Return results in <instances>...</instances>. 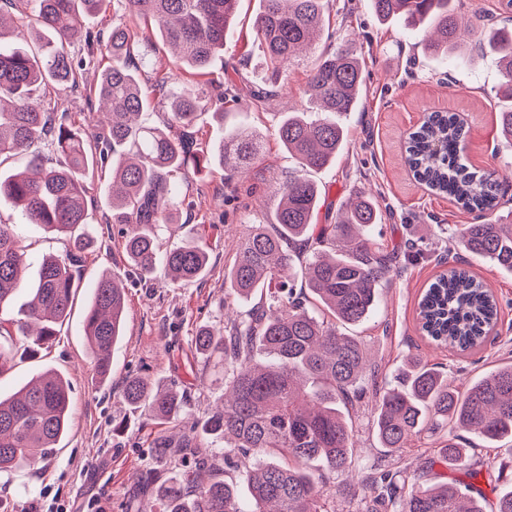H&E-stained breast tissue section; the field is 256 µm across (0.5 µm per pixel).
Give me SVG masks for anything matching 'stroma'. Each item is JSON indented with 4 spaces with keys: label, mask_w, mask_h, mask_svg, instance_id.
I'll return each mask as SVG.
<instances>
[{
    "label": "stroma",
    "mask_w": 512,
    "mask_h": 512,
    "mask_svg": "<svg viewBox=\"0 0 512 512\" xmlns=\"http://www.w3.org/2000/svg\"><path fill=\"white\" fill-rule=\"evenodd\" d=\"M503 0H455L465 20H484L475 28L470 56L443 60L424 49L426 30L409 29L403 22H378L371 0H330V22L311 49L295 57L281 73L275 97L259 102L243 96L235 109L241 121L261 132L264 142L258 160L245 175L229 176L222 167L186 170L176 181L180 195L192 204V215L180 224L153 228L160 249L186 239L206 245L210 266L204 277L182 283L144 280L135 273L122 249L118 227L106 223L110 209V167L95 168L86 182L89 222L83 231L92 245L82 255L81 277L72 311L50 351L16 360L0 374V395L10 396L46 369L62 374L71 385V423L53 454L28 470L0 478V504L6 512H33L41 489L64 503L69 512H161L154 497L140 493L137 476L154 468L158 479L170 472L148 453L157 427L143 412L129 409L122 396L125 377L138 373L187 395L189 410L201 415L224 394V365L219 357L197 355L194 337L200 327H223L248 302L228 305L224 271L236 258L250 225L269 223L279 200L278 190L296 163L281 148L276 129L283 113L310 112L308 75L327 49H351L363 58L362 104L341 117L346 145L336 162L309 172L322 193V212L338 217L356 195L375 200L382 219L373 231L376 242L393 251L397 275L379 286L380 301L371 317L351 327L368 358L387 380H394L406 356L442 367L455 386L464 388L499 366L512 363V272L489 260L462 255L463 267L482 281L499 303L495 330L482 349L461 354L431 343L419 329L418 301L422 292L444 272L439 240L445 228L478 223L477 214L463 210L447 196L431 193L410 172L404 159L405 139L433 111L456 113L465 127L463 155L472 168L493 173L500 183L499 215L512 212V149L499 134V112L507 107L504 79L497 57L484 49V29L512 28V10ZM259 0H242L223 51L212 60L211 78L237 73L251 85L263 84L267 67L253 30ZM125 24L146 42L141 52L148 66L143 82H155V70L169 53L153 26L136 17ZM0 223L17 225L27 247V279H34L42 260L65 256L62 238L27 225L12 203H0ZM424 239L427 251L411 255L406 241ZM110 274L127 286L124 332L112 349V375L98 384L97 367L84 335L83 321L93 288ZM355 465L410 463L421 482L460 481L478 499L495 502L512 488V442L490 443L474 435L477 477L443 466L437 456L438 438L423 433L413 447L394 454L380 448L371 422V401L356 402ZM125 420L126 431L113 435L112 424Z\"/></svg>",
    "instance_id": "1"
}]
</instances>
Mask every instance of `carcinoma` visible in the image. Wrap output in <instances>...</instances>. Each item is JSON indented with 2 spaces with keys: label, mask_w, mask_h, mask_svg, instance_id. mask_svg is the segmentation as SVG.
Wrapping results in <instances>:
<instances>
[{
  "label": "carcinoma",
  "mask_w": 512,
  "mask_h": 512,
  "mask_svg": "<svg viewBox=\"0 0 512 512\" xmlns=\"http://www.w3.org/2000/svg\"><path fill=\"white\" fill-rule=\"evenodd\" d=\"M107 0H0V160L28 157L23 172L0 176V200L20 208L26 223L68 239L65 256L41 264L19 319L0 317V371L15 356L5 345L20 336L30 348H49L57 327L70 316L86 238L72 230L88 223L83 176L94 164L112 170V223L121 225L128 262L140 278L161 273L173 283L202 276L209 255L187 240L160 252L151 226L172 224L179 214L172 173L204 163L230 174L251 166L261 136L239 125L224 108L211 113L224 125L223 142L203 154L191 130L228 85L253 97L260 92L212 81L188 85L166 97L168 117L159 126L139 122L151 107L136 39L121 23L108 36L78 24L82 14L103 9ZM125 15L157 22L160 39L173 64L205 72L224 49L239 0H114ZM380 22L424 21L432 27L427 49L443 58L459 57L470 40L471 25L457 18L452 0H371ZM328 0H262L254 19L259 44L273 70L311 46L324 28ZM84 42L86 55L70 47ZM508 78L512 98V29H496L487 41ZM105 68L88 100L108 107L98 128L78 129L67 112L46 107L33 97L40 88L79 87L82 72L101 53ZM362 63L352 51H327L310 71L307 92L318 109L287 112L277 136L300 171L288 176L272 224H254L242 240L233 265L224 273L227 297L259 296L247 314L219 333L197 331L199 352L221 351L224 399L180 436L159 432L150 442L155 457L177 473L159 487L162 512H328L324 484L309 464L318 462L337 476L353 471L355 431L346 405L372 393L373 427L381 447L399 452L422 432H441L439 457L451 466L471 460L456 432L489 442L512 440V364L460 390L448 374L416 358L406 360L400 381L376 384L361 340L345 332L366 321L379 302L378 285L394 272V257L369 236L380 221L372 199L358 195L335 224H318L320 191L306 172L336 161L344 128L336 116L356 111L362 102ZM501 140L512 148V109L499 113ZM464 128L456 116L430 112L409 134L405 162L430 191L446 195L470 212L498 206L499 182L470 168L462 155ZM62 156L53 164L40 150ZM447 255L472 254L512 271V223L467 224L448 241ZM26 246L14 224H0V310L23 289ZM298 269L314 300L317 316L296 290ZM422 333L460 353L481 348L498 322L495 297L468 271L450 267L422 294L418 303ZM125 296L105 276L95 288L84 317V333L101 381L112 370V345L124 329ZM69 383L47 371L30 380L10 400L0 399V473L24 470L45 460L68 430ZM128 406L160 423L178 421L187 410L177 391L132 375L123 386ZM219 441L229 444L224 466L246 484L249 505L237 482L214 479L217 460L208 456ZM373 501L386 512H512V490L491 510L457 482L424 486L398 471L372 468L366 477Z\"/></svg>",
  "instance_id": "carcinoma-1"
}]
</instances>
